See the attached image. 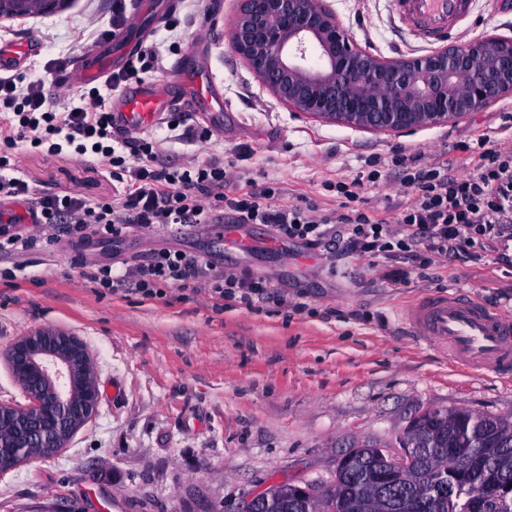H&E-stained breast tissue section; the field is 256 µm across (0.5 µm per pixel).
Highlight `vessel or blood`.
<instances>
[{
  "label": "vessel or blood",
  "mask_w": 512,
  "mask_h": 512,
  "mask_svg": "<svg viewBox=\"0 0 512 512\" xmlns=\"http://www.w3.org/2000/svg\"><path fill=\"white\" fill-rule=\"evenodd\" d=\"M475 8V0H392V11L401 26L421 45L446 42L458 23ZM42 51L40 41L18 36L0 42V71L18 72L25 61ZM112 72L111 46H94L86 51L79 71H66L64 85L75 81L93 83ZM171 80L176 91L154 81L125 85L113 96L112 122L124 132L135 134L156 125L167 113L196 111L200 101L223 105L215 80L195 81L193 73L175 61ZM213 230L224 239V248L245 254L262 247L287 253L288 246L275 237L254 238L224 216L212 220ZM418 340L450 357L461 367L499 378L512 376V314L487 308L476 300L458 296L423 299L401 314Z\"/></svg>",
  "instance_id": "vessel-or-blood-1"
}]
</instances>
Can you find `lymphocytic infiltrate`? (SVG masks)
Masks as SVG:
<instances>
[{
  "instance_id": "f902f5d3",
  "label": "lymphocytic infiltrate",
  "mask_w": 512,
  "mask_h": 512,
  "mask_svg": "<svg viewBox=\"0 0 512 512\" xmlns=\"http://www.w3.org/2000/svg\"><path fill=\"white\" fill-rule=\"evenodd\" d=\"M56 102L44 80L0 77V201L24 202L40 216L36 232L1 224V255L55 243L77 249L94 239L116 245L135 227L203 224L210 214L227 210L237 223L271 225L279 239L311 250L333 248L382 260L383 277L394 284L428 278L441 262L478 261L489 252L512 265V150L492 144L487 135L467 144L472 169L462 178L449 175L442 161L420 165L403 148L391 158H375L367 175L333 183L343 203L340 213L331 215L313 204L277 201L276 187L240 180L218 155L170 164L160 143L113 131L111 109L99 88L81 94L78 103H66L61 112ZM20 142L51 155L67 147L95 155L119 188L111 199L91 200L29 185L15 174L12 151ZM388 163L401 168L408 190L392 219L365 196L366 184L378 182ZM80 275L99 293L125 284L152 299L169 289L205 288L212 300L248 306L266 299L270 286L250 270L223 271L201 255L171 249L136 259L119 275L109 264L83 267Z\"/></svg>"
}]
</instances>
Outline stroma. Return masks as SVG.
Wrapping results in <instances>:
<instances>
[{
    "mask_svg": "<svg viewBox=\"0 0 512 512\" xmlns=\"http://www.w3.org/2000/svg\"><path fill=\"white\" fill-rule=\"evenodd\" d=\"M328 3L370 53L387 60L422 54L395 26L391 0ZM160 6L134 0L131 33L156 43L168 65L176 47L205 43L228 105L221 116L194 113L211 131L208 140L162 124L148 129L165 142L171 162L220 154L246 176L279 187L282 199L334 214L341 201L330 181L402 145H413L421 164L444 161L460 177L470 170L464 146L474 135L512 143V96L411 132L295 115L234 53L228 31L236 0H181L173 27H150ZM111 21V0H75L58 15L0 22V31L21 28L42 43L22 70L33 80L59 62L79 61ZM486 34L512 37V0H478L456 38ZM14 155L28 183L92 200L114 192L115 181L93 156H49L22 143ZM160 248L210 254L221 270L248 267L272 281L274 293L251 308L229 300L217 306L202 292L101 296L78 265L107 261L108 243L0 256L1 266L22 264L28 273L0 283V349L38 327L74 332L93 355L101 392L95 417L61 453L0 475V512H240L255 492L278 482L327 489L342 454L364 441L397 450L421 413L466 409L512 418V380L460 371L397 317L417 299L448 294L512 312V271L494 255L445 262L433 282L393 285L377 259L318 254L301 264L263 249L241 259L194 227L177 237L164 226L136 229L121 251L128 258Z\"/></svg>",
    "mask_w": 512,
    "mask_h": 512,
    "instance_id": "1",
    "label": "stroma"
}]
</instances>
